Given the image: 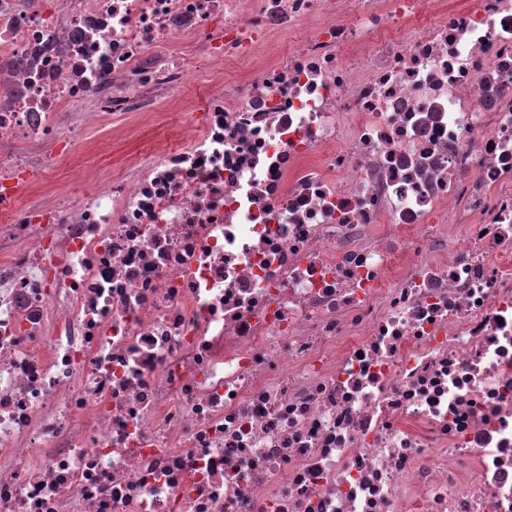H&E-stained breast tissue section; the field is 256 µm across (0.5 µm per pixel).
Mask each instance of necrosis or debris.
I'll use <instances>...</instances> for the list:
<instances>
[{"instance_id":"obj_1","label":"necrosis or debris","mask_w":512,"mask_h":512,"mask_svg":"<svg viewBox=\"0 0 512 512\" xmlns=\"http://www.w3.org/2000/svg\"><path fill=\"white\" fill-rule=\"evenodd\" d=\"M0 512H512V0H0ZM142 133V135H140ZM162 134V129L158 125H152L144 130L142 132L134 135L131 138H128L126 140L116 141L114 144L112 151L109 154L104 155L103 157H99L98 155L92 154V153H83L80 155L79 160L84 162H90L97 165L104 164L106 166L112 165V157L116 158L118 156H121L125 152L132 151L135 148V145H146L148 144L147 139ZM145 141V142H144ZM144 142V143H143Z\"/></svg>"}]
</instances>
